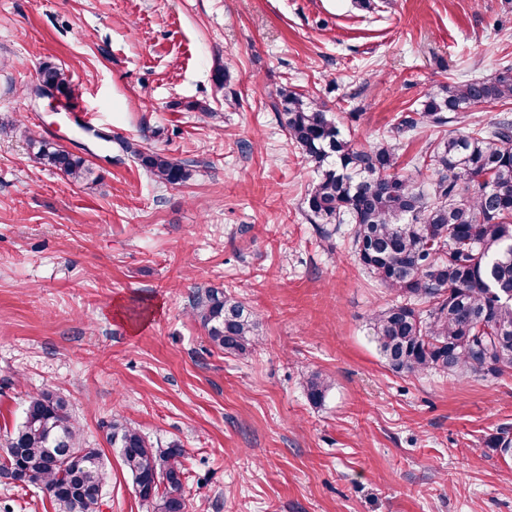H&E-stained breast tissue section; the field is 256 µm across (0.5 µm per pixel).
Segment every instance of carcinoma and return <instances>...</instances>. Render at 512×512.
<instances>
[{
  "mask_svg": "<svg viewBox=\"0 0 512 512\" xmlns=\"http://www.w3.org/2000/svg\"><path fill=\"white\" fill-rule=\"evenodd\" d=\"M41 84L73 96L69 75L46 64ZM512 101V65L489 79H470L427 93L419 107L397 117L386 133L355 145L325 106L285 90L276 105L289 142L316 174L305 206L315 224L352 226L360 267L395 295L375 312L367 332L395 373L429 371L499 377L512 372V117L505 112L466 133L448 131L397 170L398 141L425 125L458 122L488 103ZM123 148L163 185L189 178L185 164L162 152ZM37 158L73 182L91 175L86 160L38 142ZM210 342L244 355L259 341L257 314L231 293L209 288L194 303ZM332 379L308 378L306 393L321 404ZM147 512L187 509L178 440L156 448L135 427L114 421L107 436ZM10 449L0 477L14 484L40 481L55 512H102L109 479L100 451L85 448L66 397L28 395L22 422L0 445Z\"/></svg>",
  "mask_w": 512,
  "mask_h": 512,
  "instance_id": "obj_1",
  "label": "carcinoma"
}]
</instances>
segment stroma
<instances>
[{"mask_svg":"<svg viewBox=\"0 0 512 512\" xmlns=\"http://www.w3.org/2000/svg\"><path fill=\"white\" fill-rule=\"evenodd\" d=\"M62 67L101 139L28 90ZM512 64V0H0V439L29 393L70 400L107 459L102 512H146L115 449L123 417L186 454L188 512H512V374L393 373L366 329L391 294L347 226L304 212L314 173L275 104L294 87L355 143L439 86ZM231 76L214 80L217 68ZM85 155L88 181L33 140ZM184 161L156 184L121 148ZM259 319L248 356L193 314L206 288ZM315 371L334 384L306 396ZM0 512H55L0 482Z\"/></svg>","mask_w":512,"mask_h":512,"instance_id":"1","label":"stroma"}]
</instances>
